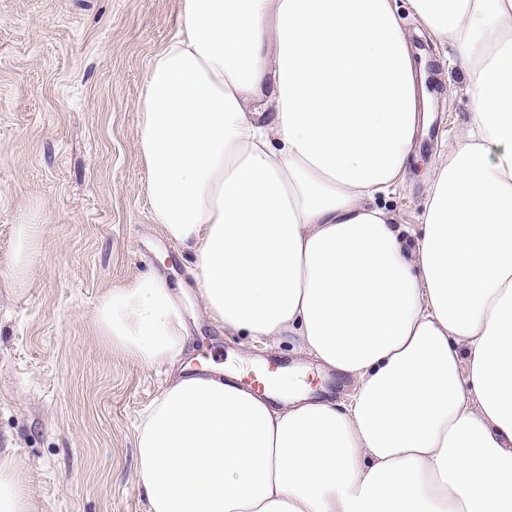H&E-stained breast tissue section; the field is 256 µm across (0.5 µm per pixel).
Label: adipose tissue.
I'll return each mask as SVG.
<instances>
[{"label": "adipose tissue", "instance_id": "1", "mask_svg": "<svg viewBox=\"0 0 512 512\" xmlns=\"http://www.w3.org/2000/svg\"><path fill=\"white\" fill-rule=\"evenodd\" d=\"M404 7L455 51L471 104L414 238L377 199L425 120ZM137 147L209 320L354 384L342 404L290 375L276 404L185 373L168 280L108 291L98 336L171 368L135 428L147 512H512V0H181ZM43 232L16 226L14 286ZM0 512H32L7 454Z\"/></svg>", "mask_w": 512, "mask_h": 512}]
</instances>
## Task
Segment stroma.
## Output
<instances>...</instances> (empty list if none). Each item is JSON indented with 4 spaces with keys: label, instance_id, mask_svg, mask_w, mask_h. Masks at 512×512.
<instances>
[{
    "label": "stroma",
    "instance_id": "obj_1",
    "mask_svg": "<svg viewBox=\"0 0 512 512\" xmlns=\"http://www.w3.org/2000/svg\"><path fill=\"white\" fill-rule=\"evenodd\" d=\"M181 0H0V453L17 462L33 512H147L135 425L165 369L113 351L91 313L108 290L155 271L180 286L183 362L248 373L298 368L290 345L242 346L198 302L185 253L153 224L137 151L149 65L180 30ZM437 143L419 133L403 181L380 201L420 222L426 179L470 119L451 50L406 17ZM45 233L25 287L6 285L16 224Z\"/></svg>",
    "mask_w": 512,
    "mask_h": 512
}]
</instances>
